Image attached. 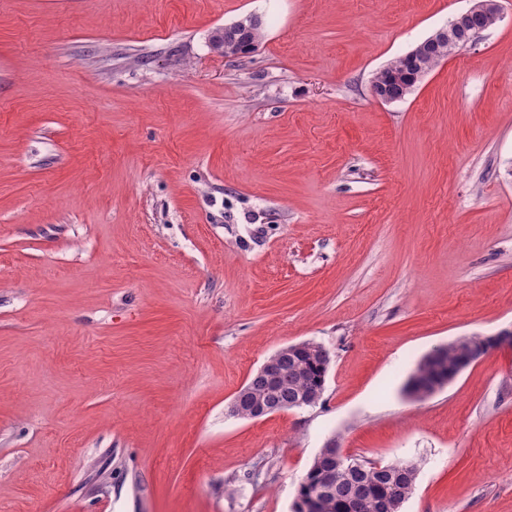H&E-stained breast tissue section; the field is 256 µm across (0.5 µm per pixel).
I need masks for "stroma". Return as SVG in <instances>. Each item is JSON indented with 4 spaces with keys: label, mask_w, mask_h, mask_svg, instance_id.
Returning <instances> with one entry per match:
<instances>
[{
    "label": "stroma",
    "mask_w": 512,
    "mask_h": 512,
    "mask_svg": "<svg viewBox=\"0 0 512 512\" xmlns=\"http://www.w3.org/2000/svg\"><path fill=\"white\" fill-rule=\"evenodd\" d=\"M500 2L385 103L469 0H0V512H293L331 440L416 463L403 512H512V346L404 390L512 330ZM303 340L319 403L231 416ZM473 2V5L467 11L459 14L448 28L441 29L430 36L429 40L433 42L423 41L417 45L420 46V48L415 62L403 55L388 63L382 70H379L373 81L381 88V92L396 101L404 99L409 94L405 82L402 80L397 82L389 78V74L398 73L403 76H408L414 74V72L420 68V64L429 71L438 66L443 59L448 57L451 50H449L446 45L434 42L448 43V46L453 49L473 44L477 39V34L464 41H456V35L466 30V22L472 12H486L490 14L493 23L501 18L502 14L499 1L474 0ZM492 25L494 24L491 23L486 14L474 13L468 19L467 30H469V32L478 30L484 31ZM458 340H466L472 344L471 355L466 363L459 365L451 374L448 375V368H452L460 363H463L468 356L467 343H459L447 347L450 343H453ZM505 343L512 344V331L501 332L498 334V336H494V342L492 344H488L486 342L481 341L478 336H460L457 339L448 342V345L436 348L428 355V361L430 365H435L441 360L443 356L441 361V368L439 370H435L429 373L426 376H419V378L417 379L416 372H419L421 370V364L425 358L424 357L422 361L419 363L416 372L412 375L409 381L408 390L410 394L415 395L422 389L432 388L434 385H437L434 387L431 393L433 394L436 390L444 387L452 379H454L463 368L473 363H476L483 356H485L491 349L501 346ZM445 347H447V349L444 352ZM444 381H447V384L445 383L443 386H438L442 385Z\"/></svg>",
    "instance_id": "35a3bbf8"
}]
</instances>
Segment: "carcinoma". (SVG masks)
<instances>
[{"mask_svg":"<svg viewBox=\"0 0 512 512\" xmlns=\"http://www.w3.org/2000/svg\"><path fill=\"white\" fill-rule=\"evenodd\" d=\"M261 22L246 25L245 31L237 37H212L214 50L222 48V40L244 42L251 37L259 38ZM451 50L447 46L434 42L420 43L416 61L401 56L388 63L374 77L381 92L395 100L408 95L404 81L389 78L392 73L403 76L414 74L423 67L432 70L448 57ZM468 356V344L459 343L447 347L441 361V368L419 378L411 377L408 390L415 395L423 389L440 385L448 380V369L464 362ZM318 387V373L312 363L296 356L282 357L270 371L256 372L246 384V395L242 401V413H251L255 403H264L281 410L301 407L300 401L311 397ZM417 475V466L408 461L383 465L379 468L364 466L348 472L336 473V483L325 493V512H339L340 505L354 499L365 502V512H380L379 501L382 497L396 491L401 500H407L413 494Z\"/></svg>","mask_w":512,"mask_h":512,"instance_id":"1","label":"carcinoma"}]
</instances>
